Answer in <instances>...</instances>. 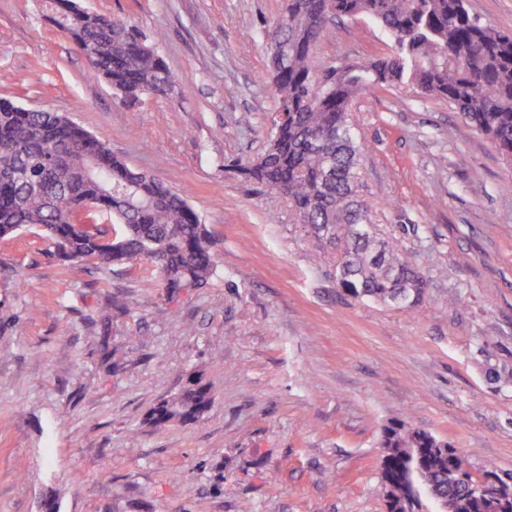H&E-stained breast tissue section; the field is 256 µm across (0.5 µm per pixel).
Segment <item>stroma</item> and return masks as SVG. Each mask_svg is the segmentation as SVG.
Wrapping results in <instances>:
<instances>
[{"mask_svg":"<svg viewBox=\"0 0 512 512\" xmlns=\"http://www.w3.org/2000/svg\"><path fill=\"white\" fill-rule=\"evenodd\" d=\"M80 3L163 30L174 91L123 102L50 0H0V97L67 116L180 192L215 274L174 290L144 260L62 261L36 227L0 240V512H387L380 436L398 421L474 475L512 473V163L446 102L360 94L362 193L428 288L414 308L353 297L287 199L236 168L267 145L263 28L283 0ZM390 45L344 19L315 61ZM194 376L208 411L151 426Z\"/></svg>","mask_w":512,"mask_h":512,"instance_id":"35a3bbf8","label":"stroma"}]
</instances>
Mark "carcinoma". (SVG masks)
<instances>
[{
	"instance_id": "1",
	"label": "carcinoma",
	"mask_w": 512,
	"mask_h": 512,
	"mask_svg": "<svg viewBox=\"0 0 512 512\" xmlns=\"http://www.w3.org/2000/svg\"><path fill=\"white\" fill-rule=\"evenodd\" d=\"M57 11L90 65L124 98L164 95L175 77L150 41L128 23L75 10ZM365 17L389 35L391 53L369 61L340 60L317 70L314 56L336 21ZM266 48L288 44V65L269 64L278 98L268 146L240 167L246 178L286 196L315 241L326 250L340 287L357 297L419 305L427 279L401 250L382 238L361 195L365 142L355 132L352 101L374 89L408 87L448 102L462 119L512 157V32L473 16L466 0H284L279 19L264 30ZM89 132L47 110L30 111L0 99V238L38 226L65 261L103 269L146 259L169 288L206 286L215 272L213 242L188 200L147 173L134 172L108 146L93 170L62 160L54 188L43 186L45 156L58 144L83 145ZM27 173L23 181L14 167ZM67 204L66 213L59 202ZM200 381L158 404L149 423L191 422L210 406ZM381 445L392 450L381 472L388 512H404L411 496L400 474L436 492L476 482L466 460L446 440L403 422L386 426ZM501 487L458 499L456 512H512V474L483 472Z\"/></svg>"
}]
</instances>
